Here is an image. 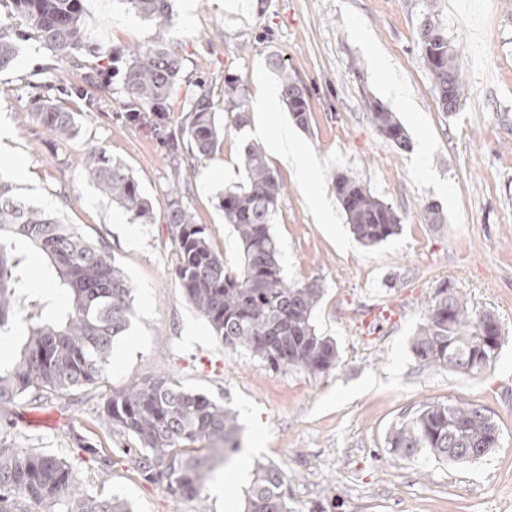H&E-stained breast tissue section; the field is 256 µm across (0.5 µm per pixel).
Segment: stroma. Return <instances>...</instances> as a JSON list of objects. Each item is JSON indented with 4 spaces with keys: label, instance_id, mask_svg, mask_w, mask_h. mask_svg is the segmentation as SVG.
Returning a JSON list of instances; mask_svg holds the SVG:
<instances>
[{
    "label": "stroma",
    "instance_id": "stroma-1",
    "mask_svg": "<svg viewBox=\"0 0 512 512\" xmlns=\"http://www.w3.org/2000/svg\"><path fill=\"white\" fill-rule=\"evenodd\" d=\"M195 2L187 18L182 0H171V22L160 28L121 0H84L85 46L76 63L57 61L30 35L13 67L0 73V129L11 132L0 142V175L26 202L105 242L134 288L135 307L98 383L36 404L19 399L0 414V428L20 447L74 463L85 489L124 499L132 512H245L248 488L232 480L233 462L212 473L200 499L188 500L169 480L142 477L120 452L127 437L102 426L112 393L164 373L236 412L250 464L273 463L292 475L295 512L332 502L336 512H512V0H250L245 15L231 17L224 0ZM427 13L462 60L468 90L450 114L437 104L417 44ZM152 44L170 47L182 61L184 82L172 100L177 120L186 115L187 81L205 78L220 101L225 78L236 77L250 97L258 80L276 82L273 55L306 86L309 125L293 127L294 134L316 162V189L336 223L331 230L318 224L293 171L277 164L284 193L272 232L286 280L323 289L315 324L338 344L335 371L274 370L244 349L227 348L183 296L165 218L174 166L149 133L122 121L120 84L94 105L84 89L85 72L105 65L112 49ZM381 58L403 84L409 108L384 84ZM53 73L67 87L53 93L54 102L80 122L66 142L47 139L28 115L32 84ZM373 99L401 120L409 150L394 148L370 124ZM218 117L224 138L196 162L186 201L234 268L240 249L217 196L243 182L240 157L253 137L234 113ZM91 145L128 167L152 203L153 223H113L118 206L84 176ZM19 165L29 182L17 181ZM342 171L398 211L399 235L374 247L354 239L332 187ZM430 201L446 216L438 232L423 218ZM445 280L501 324V351L480 376L421 370L411 352L426 303ZM448 400L492 412L501 437L491 454L453 465L390 450L395 424L424 404ZM36 413L58 422L35 425Z\"/></svg>",
    "mask_w": 512,
    "mask_h": 512
}]
</instances>
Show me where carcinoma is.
I'll use <instances>...</instances> for the list:
<instances>
[{
  "mask_svg": "<svg viewBox=\"0 0 512 512\" xmlns=\"http://www.w3.org/2000/svg\"><path fill=\"white\" fill-rule=\"evenodd\" d=\"M46 49L61 62L74 59L84 45L82 0H9ZM127 10L163 27L170 0H122ZM27 31L0 22V72L11 68L18 43ZM418 47L431 76L439 107L456 110L467 86L462 63L447 33L432 18L419 32ZM124 58L121 118L146 130L176 164L183 177L195 173L194 160L214 153L223 135L209 89L195 84L187 98V117L176 123L171 99L181 70L179 58L164 45L112 51ZM281 97L292 120L308 126V91L278 57L269 59ZM247 102L240 80L224 81V110L245 123ZM30 118L49 139L65 142L77 134L75 113L35 93ZM368 119L391 145L405 150L410 141L397 115L380 101L368 105ZM243 183L222 192L218 207L243 254L234 270L212 246L206 225L197 223L179 187L168 190L166 208L174 246L173 273L186 300L210 324L224 345L243 348L271 367L294 368L311 375L337 369L335 341L319 334L315 311L323 289L315 282L290 283L282 274L272 234L284 186L262 150L248 144L241 154ZM85 176L127 213L132 224L153 220L150 200L130 170L102 146L88 148ZM352 233L365 246H376L399 233L401 218L364 184L345 173L333 180ZM425 223L439 229L445 215L434 202L423 205ZM49 260L55 287L67 294L65 310L52 314V297L27 292L25 250ZM133 286L115 265L107 247L63 224L50 211L22 200L11 182L0 178V331L15 321L28 323L19 356L0 368V409L20 398L39 402L68 394L102 378L114 340L125 335L134 315ZM504 336L496 314L472 308L450 282L434 291L411 352L423 369H450L465 375L483 372L496 361ZM103 422L127 435L122 449L147 479L165 477L180 496L200 499L218 464L238 452L239 425L234 413L209 396L158 374L112 394ZM499 426L484 406L471 402L432 403L405 417L390 432L388 445L399 456L426 455L437 461L467 463L494 451ZM292 476L260 464L247 493V512H295L288 500ZM64 503L65 512H132L128 503L86 493L67 461L20 448L0 439V512H36Z\"/></svg>",
  "mask_w": 512,
  "mask_h": 512,
  "instance_id": "1",
  "label": "carcinoma"
}]
</instances>
